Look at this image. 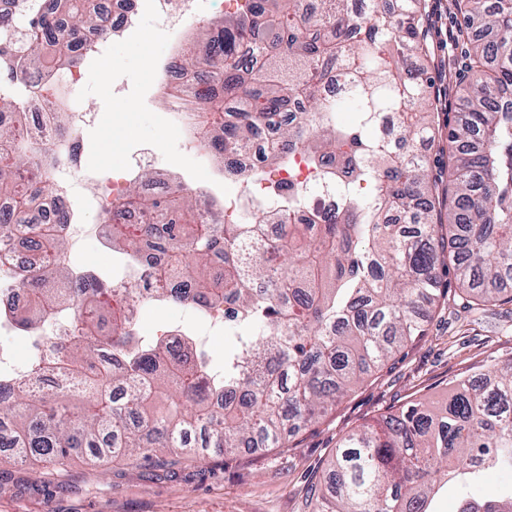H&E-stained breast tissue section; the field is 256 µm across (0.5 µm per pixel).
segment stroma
I'll return each instance as SVG.
<instances>
[{
    "mask_svg": "<svg viewBox=\"0 0 512 512\" xmlns=\"http://www.w3.org/2000/svg\"><path fill=\"white\" fill-rule=\"evenodd\" d=\"M152 9L153 0H143L139 26L113 44L104 63L87 71L79 97L99 117L83 134L85 178L74 187L75 208L95 215L99 179L130 183L147 170L179 178L191 188L219 187L224 197L240 199L243 217H250L264 203L274 173L260 169L245 185L227 181L213 161L186 149L184 130L168 118L172 107L167 95L150 78L155 58L173 47ZM427 44L434 119L444 133L471 78L466 46L448 49L444 38L432 34ZM139 145L152 150L144 167L133 160ZM67 254L73 269L93 266L107 284L122 267L128 280L137 275L121 254L95 239ZM137 319L149 340L163 338L176 323L188 332L201 323L192 311L162 302L141 307ZM510 358L511 302L469 311L452 301L431 313L426 336L394 355L382 372L299 434L292 449L259 446L228 461L205 452L200 459L151 474L123 462L98 466L79 458L61 470L24 462L0 465V512H310L309 477L322 469L346 432L375 423L390 408L419 396L444 403L449 387L470 368Z\"/></svg>",
    "mask_w": 512,
    "mask_h": 512,
    "instance_id": "1",
    "label": "stroma"
}]
</instances>
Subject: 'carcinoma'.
I'll return each instance as SVG.
<instances>
[{
  "label": "carcinoma",
  "mask_w": 512,
  "mask_h": 512,
  "mask_svg": "<svg viewBox=\"0 0 512 512\" xmlns=\"http://www.w3.org/2000/svg\"><path fill=\"white\" fill-rule=\"evenodd\" d=\"M246 0V10L214 22L180 50L205 100L168 86L189 106L199 149L238 175L247 161L289 170L301 153L341 196L339 210L314 224L303 190L278 181L277 233L262 213L251 224H216L182 190L146 193L142 174L112 201V247L147 264L151 299L206 319L237 315V339L215 370L192 336L176 365L168 342L139 335V283L107 298L99 281L72 280L53 224L24 216L53 188L12 91L0 89V239L21 236L39 263L24 282L29 306L20 330L56 314L68 336H45L61 356L50 393L0 376V448L54 468L77 449L94 464L114 460L172 465L193 454L192 436L217 455L260 439L288 448L366 377L426 335L430 311L452 286L468 307L508 300L512 281V0H452L466 26L475 74L448 125V179L431 174L418 145L435 140L422 0ZM98 27L90 0H49L24 18L21 40L0 48L12 84L85 64L79 49ZM349 108L355 121L345 124ZM149 216L137 227L130 211ZM448 211V234L442 211ZM453 279H447V276ZM512 472V359L459 380L448 402L425 399L347 433L317 478L312 512H429L446 485L458 512H499L512 484L476 492Z\"/></svg>",
  "instance_id": "1"
}]
</instances>
